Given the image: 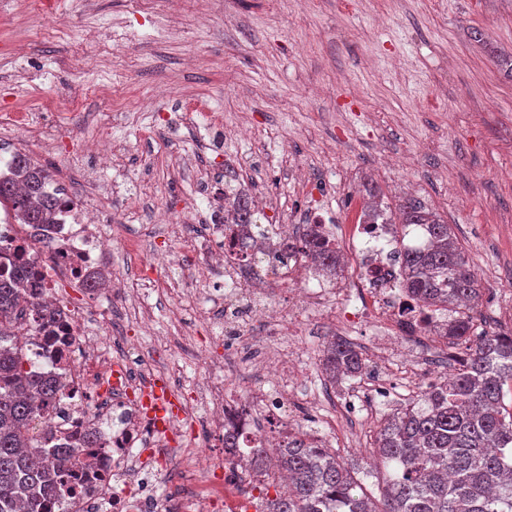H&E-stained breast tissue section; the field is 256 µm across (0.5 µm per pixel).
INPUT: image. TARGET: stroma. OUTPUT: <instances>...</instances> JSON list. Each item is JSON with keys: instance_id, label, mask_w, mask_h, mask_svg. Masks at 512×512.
<instances>
[{"instance_id": "1", "label": "stroma", "mask_w": 512, "mask_h": 512, "mask_svg": "<svg viewBox=\"0 0 512 512\" xmlns=\"http://www.w3.org/2000/svg\"><path fill=\"white\" fill-rule=\"evenodd\" d=\"M0 0V113H16L14 152H28V114L51 113L66 138L39 156L73 194L88 169L118 201L104 261L135 297L122 325L183 393L208 374L196 350L231 360L228 405L260 384L262 352L227 356L210 294L195 280L205 215L224 174L266 199L265 223L318 206L341 246L361 219L366 191L396 212L414 197L451 224L481 287L478 329L512 332V0ZM165 82L176 100L154 96ZM108 133L114 157L97 169L86 141ZM165 207L173 224L152 219ZM310 335L292 394V430L324 432L332 452L375 499L385 484L370 448L380 420L419 394L409 363L380 368L372 322L349 336L362 375L324 390L317 378L333 311L311 308ZM349 394L352 415L337 402Z\"/></svg>"}]
</instances>
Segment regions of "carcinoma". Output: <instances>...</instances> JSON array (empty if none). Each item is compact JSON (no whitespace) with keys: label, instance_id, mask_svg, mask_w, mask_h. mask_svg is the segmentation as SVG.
Returning <instances> with one entry per match:
<instances>
[{"label":"carcinoma","instance_id":"obj_1","mask_svg":"<svg viewBox=\"0 0 512 512\" xmlns=\"http://www.w3.org/2000/svg\"><path fill=\"white\" fill-rule=\"evenodd\" d=\"M48 168L23 154L13 156L10 175H0V206L34 228L53 223L57 197L46 185ZM224 202L233 224L260 225L252 197L224 182ZM364 224H396L398 262L404 290L423 307L445 316L443 336L469 343L456 374L421 392L376 428L375 445L385 470L386 496L378 504L361 479L307 435L290 434L277 465L288 475V490L268 500L267 512H512V413L502 406L512 383V334H472L480 285L450 224L420 201L407 199L393 217L365 206ZM302 247L317 269L335 271L340 256L331 239L312 228ZM26 266L0 276V512H54L56 487L65 482L68 449L35 447L29 424L58 387L23 368V346L13 330L25 317ZM365 368L363 354L335 339L323 354L331 380L355 378ZM251 478L271 487L273 466L266 449H249Z\"/></svg>","mask_w":512,"mask_h":512}]
</instances>
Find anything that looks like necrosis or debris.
Listing matches in <instances>:
<instances>
[{"mask_svg":"<svg viewBox=\"0 0 512 512\" xmlns=\"http://www.w3.org/2000/svg\"><path fill=\"white\" fill-rule=\"evenodd\" d=\"M60 200L56 221L31 228L15 222L0 209V267L28 261L37 275L24 300L30 318L16 336L27 353L24 368L57 384L56 401L44 407L33 422V437L41 448H67L68 466L76 479L56 500L57 512H205L206 503L223 505L224 512H263L240 485L241 455L224 457V482L215 484L210 451L197 449L181 474L182 490L167 499L158 496L156 483L168 475L180 450L175 437L181 430L223 429L229 422L223 365L205 357L203 368L213 380L184 397L174 377L155 373L134 343H120L117 308L111 281H96L103 256L112 248L108 231L112 203L94 186L72 198L52 182ZM279 248L243 252L227 263L224 226L211 225L205 236L208 274L224 279L225 320L239 319L259 326L265 352L255 372L270 388L250 387L249 402L240 409L236 429L241 445H254L264 433L257 416L278 423L288 411V390L300 373L292 363L296 351L280 347L289 331L303 327L309 307L335 300L343 332H352L364 317H372L379 334L393 322L411 320L415 335L430 333L431 311L409 308L399 288L401 274L392 261L393 240L388 225L362 224L353 252L363 257L359 280L335 277L330 288H289L287 305L273 303L268 283L300 271L304 261L291 252L304 228L299 224L275 227ZM95 280L97 307L75 306L65 285ZM370 289L372 313L354 299V287ZM95 429L98 445L81 447L80 432Z\"/></svg>","mask_w":512,"mask_h":512,"instance_id":"necrosis-or-debris-1","label":"necrosis or debris"}]
</instances>
